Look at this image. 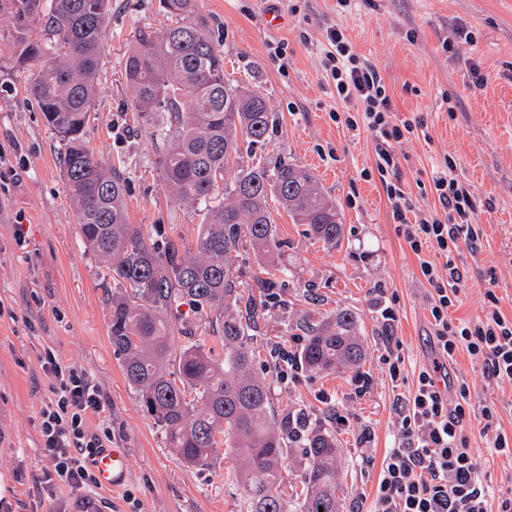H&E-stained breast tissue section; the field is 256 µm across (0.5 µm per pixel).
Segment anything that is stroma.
<instances>
[{"mask_svg":"<svg viewBox=\"0 0 512 512\" xmlns=\"http://www.w3.org/2000/svg\"><path fill=\"white\" fill-rule=\"evenodd\" d=\"M285 22L267 27L262 2ZM200 14L224 39V70L260 92L277 117L267 153L311 170L335 198L345 223L337 247L310 239L304 225L276 218L281 261L288 276L269 299L256 344L258 376L271 385L278 422L291 415L336 418L342 480L341 512H357L372 496L386 452L397 442L392 410L420 368L435 357L430 288L418 260L393 224L384 186L375 175L367 133L335 122L342 111L324 71L326 32L340 28L352 50L385 78L400 118H417L421 133L403 141L398 159L415 211L435 205L432 172L453 158L459 180L472 186L481 227L478 252L452 259L462 274L450 318L482 316L487 292L512 316V0H198ZM158 0H112L104 39L98 96L87 139L98 158L120 164L132 182L125 198L130 223L157 238L195 242L201 221L195 207L170 199L153 168L160 146L133 121L124 63L138 29L169 26ZM470 40L457 39V27ZM11 20L0 14V506L9 512H70L73 493H38L52 469L40 442L39 409L50 395L40 367L45 352L85 370L99 386L112 445L125 449L124 485L102 490L112 512H241L235 463L185 464L143 411L108 339L111 285L99 277L98 258L80 241L77 216L59 170L57 143L26 86ZM285 43L287 65L269 52ZM487 77L471 82L469 63ZM23 224L24 242L15 239ZM396 313L392 326L380 316ZM339 309L363 321L366 355L359 376L313 374L294 362L275 363L273 352L296 353L298 325ZM405 356V381L392 384L383 363L387 336ZM448 378L466 383L474 407L498 408L496 429L472 420L467 445L495 495L512 492V458L494 453L497 430L512 432V385L489 381L479 362L460 350ZM376 465L364 467L362 456Z\"/></svg>","mask_w":512,"mask_h":512,"instance_id":"1","label":"stroma"}]
</instances>
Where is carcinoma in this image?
I'll return each instance as SVG.
<instances>
[{
    "label": "carcinoma",
    "mask_w": 512,
    "mask_h": 512,
    "mask_svg": "<svg viewBox=\"0 0 512 512\" xmlns=\"http://www.w3.org/2000/svg\"><path fill=\"white\" fill-rule=\"evenodd\" d=\"M159 8L177 21L139 30L125 80L135 123L162 145L155 161L161 186L202 218L192 247L159 242L129 223L127 176L88 147L112 0H0L18 59L35 71L28 95L57 141L81 242L99 259L102 282L117 289L109 303L112 350L184 463L210 467L220 447L232 457L245 512H341L336 429L307 418L287 432L277 426L270 389L255 371L254 336L267 309L246 292L236 262L250 249L266 274L256 286L269 292L286 273L272 208L327 247L340 243L343 215L305 167L284 157L240 162L243 144L252 150L269 140L273 112L265 97L224 75L222 39L197 0H159ZM37 26L45 36L32 41ZM184 305L207 317L224 360L199 339L198 323L174 315ZM304 336L298 361L307 371L360 369L365 346L353 313L338 309L305 325ZM293 452L303 464L301 490L285 497L282 471Z\"/></svg>",
    "instance_id": "obj_1"
}]
</instances>
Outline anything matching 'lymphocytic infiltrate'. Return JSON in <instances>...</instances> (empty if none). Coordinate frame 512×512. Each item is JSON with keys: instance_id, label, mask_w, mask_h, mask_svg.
<instances>
[{"instance_id": "obj_1", "label": "lymphocytic infiltrate", "mask_w": 512, "mask_h": 512, "mask_svg": "<svg viewBox=\"0 0 512 512\" xmlns=\"http://www.w3.org/2000/svg\"><path fill=\"white\" fill-rule=\"evenodd\" d=\"M326 41L327 79L337 99L348 106L343 123L371 136L392 221L434 291L430 314L438 357L445 360L466 350L481 362L489 380L512 384V320L494 306L473 323L448 319L462 275L447 256L463 245L476 247L479 240L474 192L457 178L456 164L448 158L432 177L439 213L423 216L414 211L401 182L398 150L419 129V122L397 116L383 76L352 52L341 29H330ZM440 256L445 259L441 265L436 262ZM41 369L51 392L40 409L41 447L52 463L43 489L52 496L67 488L95 487L90 461L111 439L109 427L91 423L103 411L100 390L84 370L63 363L53 352L42 357ZM437 373L434 367L421 370L415 391L395 404L398 441L382 462L368 512H512V497L491 505L492 490L466 445L472 416L493 424L498 418L495 404L474 410L467 385L448 392L439 386Z\"/></svg>"}]
</instances>
